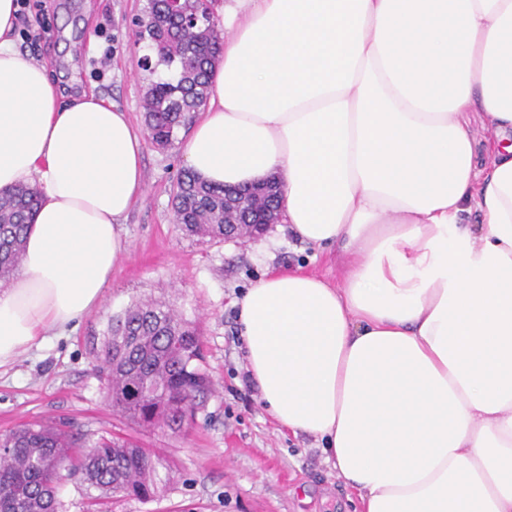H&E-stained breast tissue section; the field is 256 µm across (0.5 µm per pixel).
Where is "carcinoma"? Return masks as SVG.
<instances>
[{"label": "carcinoma", "instance_id": "obj_1", "mask_svg": "<svg viewBox=\"0 0 512 512\" xmlns=\"http://www.w3.org/2000/svg\"><path fill=\"white\" fill-rule=\"evenodd\" d=\"M200 16L192 28L167 12L165 0H148L136 37L155 54L152 68L172 71L151 82L144 97L151 140L172 145L178 130L207 103L209 74L222 41L212 0H189ZM175 224L189 237L224 240L225 222L259 219L279 207L276 184L228 190L185 169L173 189ZM39 204L37 193L18 187L0 195V280L21 267L26 233ZM97 370L113 411L145 428L181 430L193 419L196 401L210 389L199 366L200 332L173 308L135 299L111 317L103 333ZM0 512H59L61 484L79 474L100 498L147 497L158 489L153 453L136 443L101 436L78 438L53 422L28 424L0 436Z\"/></svg>", "mask_w": 512, "mask_h": 512}]
</instances>
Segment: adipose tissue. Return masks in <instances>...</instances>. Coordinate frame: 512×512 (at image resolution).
I'll return each instance as SVG.
<instances>
[{"instance_id": "adipose-tissue-1", "label": "adipose tissue", "mask_w": 512, "mask_h": 512, "mask_svg": "<svg viewBox=\"0 0 512 512\" xmlns=\"http://www.w3.org/2000/svg\"><path fill=\"white\" fill-rule=\"evenodd\" d=\"M0 0V192L41 204L0 291V366L75 329L126 250L144 144L95 92L65 99ZM185 146L209 183L278 176L341 288L265 275L238 334L271 417L316 437L361 512H512V0H224ZM490 131L480 163L475 125Z\"/></svg>"}]
</instances>
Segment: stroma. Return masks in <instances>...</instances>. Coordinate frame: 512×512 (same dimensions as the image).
Returning a JSON list of instances; mask_svg holds the SVG:
<instances>
[{"instance_id": "obj_1", "label": "stroma", "mask_w": 512, "mask_h": 512, "mask_svg": "<svg viewBox=\"0 0 512 512\" xmlns=\"http://www.w3.org/2000/svg\"><path fill=\"white\" fill-rule=\"evenodd\" d=\"M147 0H30L40 37L18 48L63 75L66 94L95 88L146 132L143 99L152 80L131 22ZM182 142L146 144L145 187L124 221L128 250L101 305L78 326L0 367V435L24 423L64 419L88 439H137L156 451L162 486L152 497L107 499L106 512H357L356 492L325 462L318 442L293 436L247 391L235 300L272 271L297 268L342 283L336 250H316L275 224L251 241L186 236L174 222L172 191L184 166ZM168 302L197 325L201 368L213 382L182 431H144L113 413L94 371L108 320L132 300Z\"/></svg>"}]
</instances>
